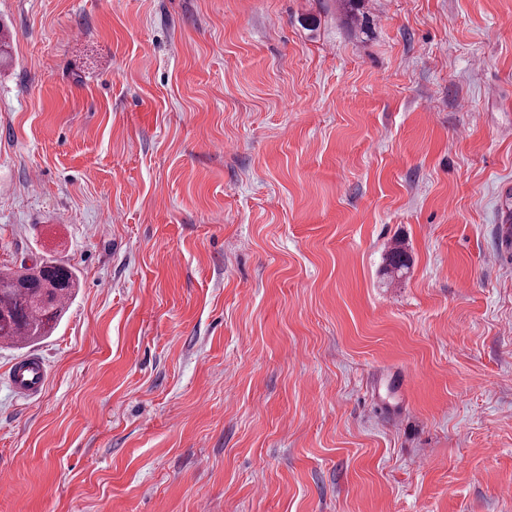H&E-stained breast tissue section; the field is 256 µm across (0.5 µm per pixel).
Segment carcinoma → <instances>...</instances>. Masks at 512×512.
Here are the masks:
<instances>
[{
	"label": "carcinoma",
	"instance_id": "cac0c4a2",
	"mask_svg": "<svg viewBox=\"0 0 512 512\" xmlns=\"http://www.w3.org/2000/svg\"><path fill=\"white\" fill-rule=\"evenodd\" d=\"M350 19L367 24L365 0H340ZM387 267L401 271L408 257L401 245L384 256ZM78 288L76 272L64 263L43 260L30 267L0 272V342L25 345L42 340L57 329L68 302Z\"/></svg>",
	"mask_w": 512,
	"mask_h": 512
}]
</instances>
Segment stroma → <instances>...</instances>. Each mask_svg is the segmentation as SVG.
Masks as SVG:
<instances>
[{"label":"stroma","mask_w":512,"mask_h":512,"mask_svg":"<svg viewBox=\"0 0 512 512\" xmlns=\"http://www.w3.org/2000/svg\"><path fill=\"white\" fill-rule=\"evenodd\" d=\"M365 8L0 0V512H512V0ZM76 288V272L55 259L1 271L0 342L19 346L51 336ZM48 378L49 373L44 360L40 357H30L15 365L9 375V383L20 397L35 399L42 393Z\"/></svg>","instance_id":"35a3bbf8"}]
</instances>
